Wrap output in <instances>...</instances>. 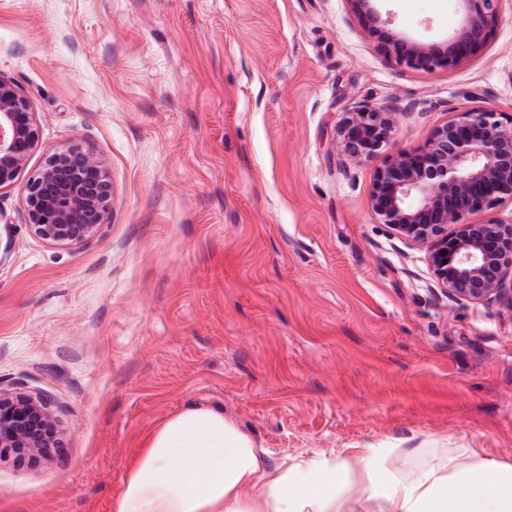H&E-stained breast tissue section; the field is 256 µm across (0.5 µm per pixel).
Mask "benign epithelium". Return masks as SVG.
Wrapping results in <instances>:
<instances>
[{
	"label": "benign epithelium",
	"mask_w": 512,
	"mask_h": 512,
	"mask_svg": "<svg viewBox=\"0 0 512 512\" xmlns=\"http://www.w3.org/2000/svg\"><path fill=\"white\" fill-rule=\"evenodd\" d=\"M463 20L439 45L408 41L387 27L371 0H351L369 34L413 67L450 68L477 52L500 20L501 0H461ZM497 112L477 109L436 127L425 149L387 160L377 172L369 207L393 235L426 249L437 287L452 302L508 296L512 217L497 212L512 202V127ZM395 129L389 112L365 107L345 113L340 145L356 162L376 157ZM30 102L0 78V191L13 187L37 142ZM30 231L52 245H76L108 223L112 181L106 165L79 144L58 146L24 187ZM467 213H482L463 223ZM63 431L51 402L21 387L0 385V464L34 470L59 455Z\"/></svg>",
	"instance_id": "1"
}]
</instances>
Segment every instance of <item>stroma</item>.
<instances>
[{"label": "stroma", "instance_id": "stroma-1", "mask_svg": "<svg viewBox=\"0 0 512 512\" xmlns=\"http://www.w3.org/2000/svg\"><path fill=\"white\" fill-rule=\"evenodd\" d=\"M405 39L448 40L460 0H375ZM449 69L407 65L350 0H0V78L29 100L33 175L75 142L108 166L110 219L55 246L0 192V383L65 428L37 470L0 467V512H110L132 450L189 405L269 463L381 445L512 465V306L454 303L424 248L368 206L385 157L462 112L512 115V0ZM393 113L381 156L345 112ZM395 129L389 112L365 107L346 112L339 127L340 145L356 162L376 157Z\"/></svg>", "mask_w": 512, "mask_h": 512}]
</instances>
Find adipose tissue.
I'll list each match as a JSON object with an SVG mask.
<instances>
[{"label":"adipose tissue","instance_id":"ef3b65f1","mask_svg":"<svg viewBox=\"0 0 512 512\" xmlns=\"http://www.w3.org/2000/svg\"><path fill=\"white\" fill-rule=\"evenodd\" d=\"M391 448L358 461L330 453L269 465L223 412L185 407L157 425L126 464L113 512H512V465L485 479L476 454L435 450L406 471Z\"/></svg>","mask_w":512,"mask_h":512}]
</instances>
